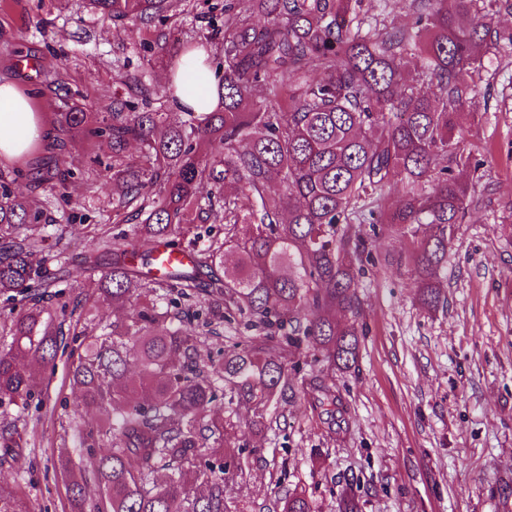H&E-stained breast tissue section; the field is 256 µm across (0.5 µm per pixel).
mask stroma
<instances>
[{
  "instance_id": "stroma-1",
  "label": "stroma",
  "mask_w": 512,
  "mask_h": 512,
  "mask_svg": "<svg viewBox=\"0 0 512 512\" xmlns=\"http://www.w3.org/2000/svg\"><path fill=\"white\" fill-rule=\"evenodd\" d=\"M363 8L389 31L415 16L412 0H364ZM140 42L135 29L91 15L84 0H0V79L34 89L45 114L74 92L86 111H96L121 91L127 72L161 86L162 71ZM22 56L37 61V70L21 69ZM116 58L125 70L113 66ZM472 83L476 104L460 112L457 150L479 166L466 173L470 204L448 249L446 307L421 308L413 279L396 263L408 240L372 239L378 263L360 277L367 334L356 369L333 376L346 422L327 418L306 391L273 410L262 431L252 426L249 405L224 410L234 424L225 447L249 449L224 487L230 512H275L277 499L294 488L312 495L317 512H338L347 492L362 512H512V49L486 55ZM111 153L95 140L68 144L67 165L85 176L66 202L48 188L15 185L17 194L72 216L65 228L45 230L51 254L67 266L63 287L78 303L62 325L68 335L112 320L110 302L91 311L84 305L102 274L84 262L96 246L91 227L112 221L111 193L89 158ZM72 362L60 355L43 373L41 401L0 408V425L23 437L12 456H0V485L22 512H70L58 451L73 448L79 430L99 417L76 404Z\"/></svg>"
}]
</instances>
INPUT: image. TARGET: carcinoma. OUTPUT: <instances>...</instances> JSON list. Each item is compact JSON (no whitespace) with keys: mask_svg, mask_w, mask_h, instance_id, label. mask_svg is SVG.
Here are the masks:
<instances>
[{"mask_svg":"<svg viewBox=\"0 0 512 512\" xmlns=\"http://www.w3.org/2000/svg\"><path fill=\"white\" fill-rule=\"evenodd\" d=\"M86 2L115 26L160 32L151 47L162 66L185 48L167 41L175 0ZM200 2L201 16L213 20L206 38L222 44L212 58L219 108L189 110L171 125L164 106L172 89L127 74V96L100 112L65 100L50 121L46 161L0 175V296L20 307L0 349L1 407L41 396V374L68 347L56 321L69 297L48 293L58 278L34 265L47 249L38 228L64 216L13 185H47L64 200L77 177L61 159L70 134L112 145V247L85 262L108 261L98 292L114 320L98 334H73L80 353L69 372L78 405L101 415L80 437L101 497L87 500L89 478L62 450L71 512H227L224 482L235 471L224 453L246 448L224 450L227 426L212 406L245 401L254 424L263 423L270 406L295 397L288 370L298 367L288 357L303 349L321 352L332 370L356 367L358 274L373 260L370 236L411 238L397 264L423 309L447 305L441 279L469 194L458 174L469 167L457 153L458 109L474 93L481 50L500 43L486 0H414V26L385 32L368 22L362 0ZM399 183L404 191L394 196ZM210 220L224 236L201 247L198 223ZM162 244L189 252L190 265L145 272ZM174 294L206 303L209 324L234 311L256 331L228 341L211 381L195 360L198 327L171 311ZM133 297L139 310L128 316ZM338 311L350 320L337 321ZM309 385L327 417L344 421L328 374ZM281 512L316 507L295 490Z\"/></svg>","mask_w":512,"mask_h":512,"instance_id":"1","label":"carcinoma"}]
</instances>
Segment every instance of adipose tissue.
Instances as JSON below:
<instances>
[{"instance_id":"adipose-tissue-1","label":"adipose tissue","mask_w":512,"mask_h":512,"mask_svg":"<svg viewBox=\"0 0 512 512\" xmlns=\"http://www.w3.org/2000/svg\"><path fill=\"white\" fill-rule=\"evenodd\" d=\"M209 56V47L198 42L188 53L179 55L174 72L182 89L171 99L174 111L208 112L214 108L216 81L206 64ZM48 132L42 114L33 106L32 95L16 81L0 80V158L27 157Z\"/></svg>"}]
</instances>
